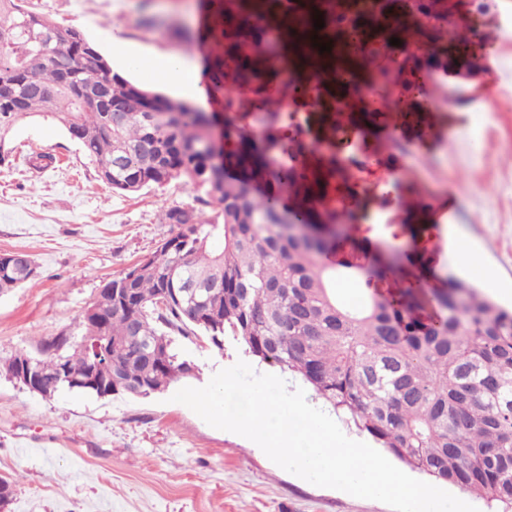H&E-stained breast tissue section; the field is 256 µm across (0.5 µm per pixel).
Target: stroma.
Masks as SVG:
<instances>
[{"label":"stroma","mask_w":512,"mask_h":512,"mask_svg":"<svg viewBox=\"0 0 512 512\" xmlns=\"http://www.w3.org/2000/svg\"><path fill=\"white\" fill-rule=\"evenodd\" d=\"M26 8L82 32L114 71L169 97L149 57L200 52L174 34L216 29L210 0H25ZM125 43L112 53L113 38ZM478 99L450 108L451 125L434 126L408 151L402 173L436 211L441 235L472 244L485 271L479 290L512 304V38L489 53ZM0 164V253L23 251L37 276L0 296V365L44 340H80L81 315L104 282L152 254L173 227L164 209L196 204L188 187L171 184L135 195L113 192L94 164L56 124L36 120L10 134ZM52 154L37 170L32 154ZM194 375L146 398L64 391L33 394L0 373V475L16 474L9 512H391L388 505L318 487L273 463L249 439L204 422L174 394L208 384L243 348L212 349L203 336L174 335Z\"/></svg>","instance_id":"1"}]
</instances>
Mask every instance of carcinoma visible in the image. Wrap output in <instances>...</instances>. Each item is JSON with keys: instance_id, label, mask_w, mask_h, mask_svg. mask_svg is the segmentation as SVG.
<instances>
[{"instance_id": "obj_1", "label": "carcinoma", "mask_w": 512, "mask_h": 512, "mask_svg": "<svg viewBox=\"0 0 512 512\" xmlns=\"http://www.w3.org/2000/svg\"><path fill=\"white\" fill-rule=\"evenodd\" d=\"M332 0H224L206 90L230 119L224 146L212 139L213 116L198 112L113 71L76 29L0 0V163L10 132L39 117L59 125L121 194L180 182L222 204V223L193 207H170L176 226L154 253L101 287L102 301L81 317L80 342L44 341L38 367L50 398L61 391L99 395L93 385L55 381L65 373L105 380L119 393L148 397L193 375L172 348L171 334H201L217 350L240 345L261 362L297 373L338 414L388 454L437 481L512 506V308L496 305L460 279L424 299L410 267L427 269L422 252L399 250L379 261L352 239V224L376 210L403 211L419 195L411 182L396 197L370 188L372 168L403 163L407 143L422 136L410 117L431 111L433 86L461 106L475 99L447 78L487 71V53L463 60L448 51L451 17L443 9L421 23V0H375L376 15L355 12L346 30ZM320 11L324 27L315 30ZM403 26H396L399 17ZM374 57L395 53L393 37L423 34L435 58L397 60L399 83L385 106L401 113V139L383 151L376 123L390 114L362 103L369 78L345 52L349 74L336 76L335 52L317 42H349ZM110 105L139 94L145 110L121 112L106 129L105 105L84 106L80 93ZM223 238V247L212 239ZM358 275L372 291L351 304L336 281ZM37 275L29 259L0 254V296Z\"/></svg>"}]
</instances>
